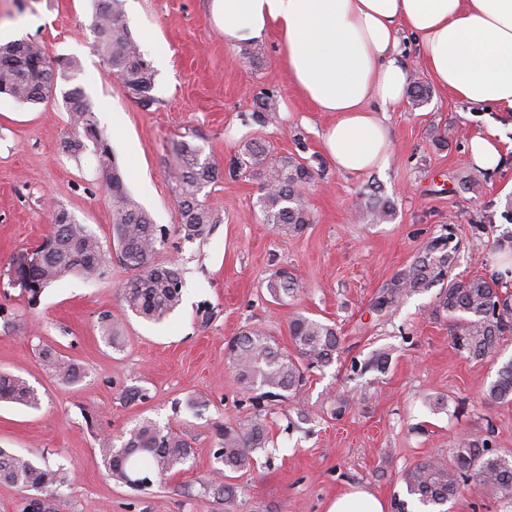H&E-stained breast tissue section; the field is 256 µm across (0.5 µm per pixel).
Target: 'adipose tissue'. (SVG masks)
<instances>
[{"label":"adipose tissue","mask_w":512,"mask_h":512,"mask_svg":"<svg viewBox=\"0 0 512 512\" xmlns=\"http://www.w3.org/2000/svg\"><path fill=\"white\" fill-rule=\"evenodd\" d=\"M211 12L229 44L276 33L294 91L335 116L323 144L343 173L388 163L384 114L410 81L405 34L454 99L512 110V0H212Z\"/></svg>","instance_id":"ef3b65f1"}]
</instances>
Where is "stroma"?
Segmentation results:
<instances>
[{
	"label": "stroma",
	"instance_id": "obj_1",
	"mask_svg": "<svg viewBox=\"0 0 512 512\" xmlns=\"http://www.w3.org/2000/svg\"><path fill=\"white\" fill-rule=\"evenodd\" d=\"M92 0H0V43L32 39L49 57L77 61V84L90 97L127 189L169 228L154 262L177 264L182 302L162 321H145L121 300L131 272L112 244V206L91 150L71 154L65 81L42 104L0 98V371L37 389L30 408L0 402V448L40 468L64 466L54 492L20 490L0 481V512H24L30 499L49 512H327L329 502L355 486L386 501L401 494L398 474L428 456L447 458L464 437L493 425L502 452H512V405L487 400L499 363L512 359V335L494 358L473 359L456 350L439 287L405 297L372 320L368 306L408 267L427 243L452 225L459 243L453 277L498 273L512 258V112L472 110L439 88L428 103H404L387 115L393 152L386 168L363 175L336 171L321 136L333 121L312 111L288 80L276 33L228 44L216 27L210 0H124V19L156 72L149 104L131 96L92 50ZM277 101L264 123L251 114L259 92ZM495 131L503 150L499 171L476 170L466 160L471 138ZM446 146H438V138ZM271 147L273 158L292 156L313 171L302 199L314 222L285 237L265 224L259 182L229 169L246 142ZM201 148L218 167L199 198L216 224L200 238L181 232L176 173L180 142ZM479 187L466 191L462 183ZM390 199V220L373 222L364 207L370 194ZM66 209L99 237L107 252L96 280L71 276L45 289L29 305L8 287L10 257L47 234L55 208ZM485 225L475 237L473 225ZM288 269L295 297L276 303L266 284ZM301 314L334 325L340 353L313 372L291 400L253 407L227 356V343L258 328L292 351L288 324ZM120 336L106 340L107 329ZM78 364V381L46 371L43 350ZM389 354L385 372L349 378L351 358L375 350ZM133 388L144 401H128ZM351 402L341 418L333 409ZM442 398L431 410L424 399ZM311 410L299 421L297 407ZM267 424L270 441L250 471L239 473L235 502L211 487L220 428ZM182 434L192 454L162 483L134 490L112 478L101 458L103 437H118L138 420Z\"/></svg>",
	"mask_w": 512,
	"mask_h": 512
}]
</instances>
